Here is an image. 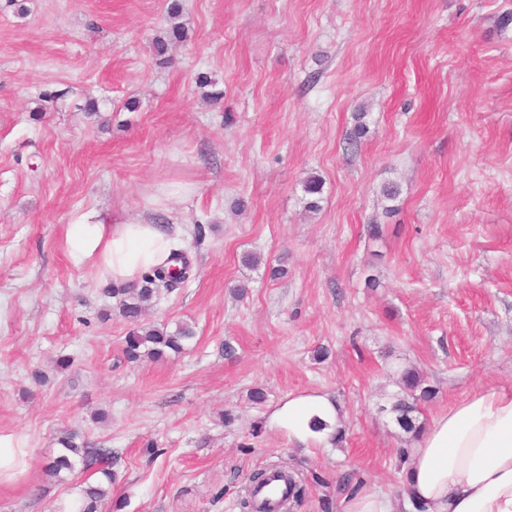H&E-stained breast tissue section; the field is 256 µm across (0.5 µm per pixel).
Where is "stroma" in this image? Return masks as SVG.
<instances>
[{"mask_svg":"<svg viewBox=\"0 0 512 512\" xmlns=\"http://www.w3.org/2000/svg\"><path fill=\"white\" fill-rule=\"evenodd\" d=\"M172 1L0 0V435L26 447L0 512L74 495L82 467L45 473L73 431L112 451L124 505L102 512H245L275 466L305 480L290 512L349 472L396 493L397 366L436 388L427 423L512 383V0H176L188 36L160 57ZM90 209L179 235L187 278L145 319L191 326L184 353L125 357L120 295L67 255ZM310 390L339 400L342 447L268 428Z\"/></svg>","mask_w":512,"mask_h":512,"instance_id":"35a3bbf8","label":"stroma"}]
</instances>
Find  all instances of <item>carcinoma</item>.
Returning <instances> with one entry per match:
<instances>
[{
    "instance_id": "carcinoma-1",
    "label": "carcinoma",
    "mask_w": 512,
    "mask_h": 512,
    "mask_svg": "<svg viewBox=\"0 0 512 512\" xmlns=\"http://www.w3.org/2000/svg\"><path fill=\"white\" fill-rule=\"evenodd\" d=\"M322 190L319 177L306 179L307 210L315 212L320 209ZM175 261L181 263V274L177 277L167 278V270L161 268L135 288L115 289L123 295L120 302L122 316L132 324L125 336V356L131 362L164 360L170 353H181L193 338V330L186 324L171 330L165 324L141 323L145 303L158 293L159 284L170 287L186 279L188 263L185 254H176ZM395 374L398 392L391 397L389 412L405 434H414L424 426L420 420L419 402L433 398L436 390L427 384L424 373L413 365L399 366ZM76 438V434L69 433L58 439L60 448L47 464L46 471L57 477L72 471L75 462L81 461L85 470L92 471L94 479L83 483L78 496L63 505L64 512H99L102 503L112 494V450L85 443L79 445Z\"/></svg>"
}]
</instances>
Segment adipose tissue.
<instances>
[{
  "label": "adipose tissue",
  "instance_id": "1",
  "mask_svg": "<svg viewBox=\"0 0 512 512\" xmlns=\"http://www.w3.org/2000/svg\"><path fill=\"white\" fill-rule=\"evenodd\" d=\"M76 268L100 280L138 283L154 268L173 265L182 245L168 227L144 219L104 220L96 210L81 213L66 235ZM324 430L310 427L312 419ZM271 428L290 443L331 444L343 418L339 402L322 392L289 395L270 414ZM402 496L363 486L343 496L338 512H512V385L490 383L441 412L412 441L402 468Z\"/></svg>",
  "mask_w": 512,
  "mask_h": 512
}]
</instances>
